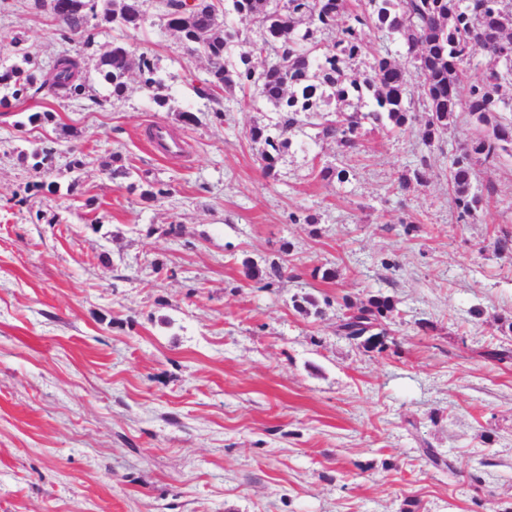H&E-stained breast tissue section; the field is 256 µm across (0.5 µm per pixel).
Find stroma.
Here are the masks:
<instances>
[{
    "label": "stroma",
    "instance_id": "obj_1",
    "mask_svg": "<svg viewBox=\"0 0 512 512\" xmlns=\"http://www.w3.org/2000/svg\"><path fill=\"white\" fill-rule=\"evenodd\" d=\"M15 34L41 67L66 46L33 0H0ZM120 36L66 47L92 65ZM127 38L165 107L134 71L118 100L93 72L87 97L0 106V512H512V360L483 355L512 349V254L493 246L512 235V151L464 220L448 171L477 132L465 112L430 148L422 112L364 126L346 155L303 126L269 176L248 132L271 105L236 90L216 122L193 91L205 60L153 17ZM157 123L184 157L150 148ZM425 153L426 182L400 187ZM116 162L165 196L112 182ZM275 262L270 287L246 275ZM378 292L396 304L382 353L336 333V297Z\"/></svg>",
    "mask_w": 512,
    "mask_h": 512
}]
</instances>
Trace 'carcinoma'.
<instances>
[{"instance_id": "carcinoma-1", "label": "carcinoma", "mask_w": 512, "mask_h": 512, "mask_svg": "<svg viewBox=\"0 0 512 512\" xmlns=\"http://www.w3.org/2000/svg\"><path fill=\"white\" fill-rule=\"evenodd\" d=\"M148 1L190 55L208 62V78L194 90L211 104L215 119L224 120L220 92L236 87L255 88L258 99L279 112L277 134L260 126L249 130L251 140L265 145L261 161L266 172L275 169L288 147V133L303 123L317 128V135L332 139L342 151L352 152L364 125L402 130L421 109L427 114L422 140L430 148L456 121L457 113L467 112L484 130L454 153L448 184L461 216L470 217L482 207L483 195L473 190L477 167L491 170L501 153L512 147V121L498 116L509 106L502 91L512 86V0H360L355 9L349 0H286L282 11L272 0H196L190 9L186 0H34L38 7H49L62 25V40L79 38L86 43L103 23L121 32L140 28L147 19ZM231 15L250 20L260 39L251 40L227 26L225 18ZM372 30L400 42L413 69L386 54L359 70L367 49L365 35ZM325 31L336 33V40L322 49L316 35ZM237 45L247 50L235 55ZM477 54L505 63V70H490L463 97L460 86ZM255 56L264 58L259 71L252 63ZM26 63L25 58L21 65L0 70V91L11 93L0 97L1 106L8 105L10 97L20 101L33 92L56 98L86 93L80 55L61 51L52 71L31 69ZM134 68L144 87L161 86L147 49L136 51L117 41L96 62L97 74L114 98L125 94ZM351 99L357 106L349 113L340 107L330 109L334 102ZM332 111L334 120L328 119ZM429 168L431 157L421 156L412 175L399 177L400 186L412 179L423 181ZM340 308L342 336L367 352L387 350L382 320L394 311L392 297L380 293L356 302L344 295Z\"/></svg>"}]
</instances>
